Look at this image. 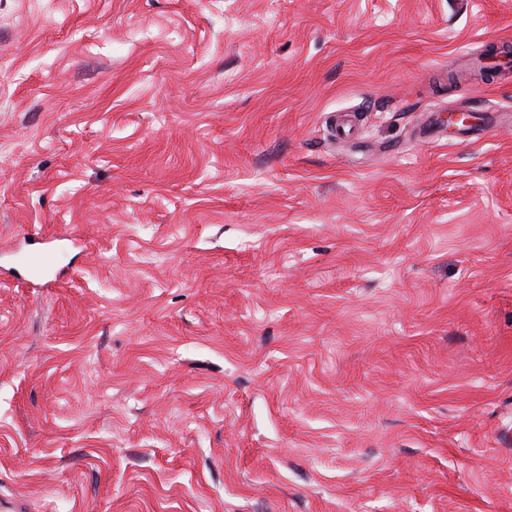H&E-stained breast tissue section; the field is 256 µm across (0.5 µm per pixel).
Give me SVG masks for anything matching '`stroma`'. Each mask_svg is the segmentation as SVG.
<instances>
[{
	"mask_svg": "<svg viewBox=\"0 0 512 512\" xmlns=\"http://www.w3.org/2000/svg\"><path fill=\"white\" fill-rule=\"evenodd\" d=\"M0 57V512H512V0H0Z\"/></svg>",
	"mask_w": 512,
	"mask_h": 512,
	"instance_id": "stroma-1",
	"label": "stroma"
}]
</instances>
